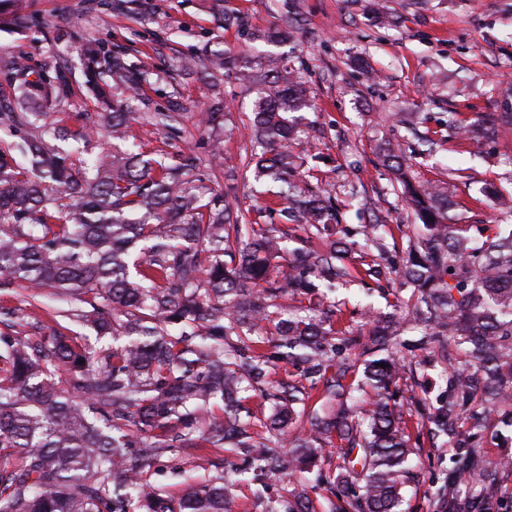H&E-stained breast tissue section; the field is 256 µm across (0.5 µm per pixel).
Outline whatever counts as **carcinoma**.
<instances>
[{
  "label": "carcinoma",
  "mask_w": 512,
  "mask_h": 512,
  "mask_svg": "<svg viewBox=\"0 0 512 512\" xmlns=\"http://www.w3.org/2000/svg\"><path fill=\"white\" fill-rule=\"evenodd\" d=\"M25 2L0 0V27H42ZM124 56L98 39L86 49L84 85L99 108L87 142H123L136 121L127 96L141 84ZM233 65L227 50L183 60L214 73ZM0 74L13 99L0 128L14 137L0 147V288L23 290L29 306L46 288L59 301L51 325L35 312L21 325L16 311L0 308V512H232L221 478L187 485L175 499L146 475L165 454L228 446L250 459L257 481L301 479L333 443L343 465L321 483L342 512H400L420 437L399 410L398 352L443 340L453 350L448 398L423 404L419 416L454 447L442 508L485 512L497 473L512 465L485 458L475 432L493 415L512 426V232L484 224L477 238L472 225L451 222L448 190L412 180L382 141L391 191L420 231L395 266L376 214L351 235L379 261L346 263L353 244L336 237L331 191L297 181L304 161L290 113L311 98L282 57L243 76L260 87L248 167L255 181L278 184L283 224L238 223L233 187L207 186L189 154L72 156L55 144L64 139L61 120L40 111L70 105L64 68L1 59ZM181 117L171 105L154 125L174 131ZM202 124L222 131L220 107ZM509 126L512 112H489L465 133L488 140ZM16 153L25 166L14 164ZM290 223L314 231L322 246L288 250ZM392 274L412 290L407 320L375 317L362 342L337 326L327 292L355 276L379 283ZM288 299L299 310H288ZM421 324L428 331L419 338H401ZM358 344L362 382L374 392L367 408L353 400L344 383L352 365L340 358ZM274 361L297 366L304 382H273ZM314 393L336 411L309 406ZM258 394L270 409L253 432L242 413ZM305 422L289 450L267 445ZM309 489L303 481L293 488L289 512H314Z\"/></svg>",
  "instance_id": "obj_1"
}]
</instances>
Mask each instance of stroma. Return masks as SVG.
<instances>
[{
    "mask_svg": "<svg viewBox=\"0 0 512 512\" xmlns=\"http://www.w3.org/2000/svg\"><path fill=\"white\" fill-rule=\"evenodd\" d=\"M393 16L390 26L378 25L370 0H136L130 12L115 14L90 9L87 0H28L29 12L43 21L40 30L0 31V58L23 57L34 68L62 65L75 96L64 117L73 136L64 147L83 149L78 134L83 115L92 111L84 87V44L107 39L126 48V60L145 82L129 106L138 120L131 132L144 151L185 152L198 156L210 186L234 184L238 205L262 208L266 223L282 218L270 208L263 187L253 179L229 181L250 151L249 117L254 88L240 81L237 69L261 54L287 59L288 66L310 88L314 110L303 113L302 138L295 151L307 160V181L332 189L341 221L355 223L344 194L354 184L369 207L389 216L388 244L402 247L403 225L413 218L389 194V174L376 154L379 141H390L419 181L446 183L448 214L462 224H498L512 229V213L496 202L512 194V127L479 145L460 129H449L443 149L428 154L407 130L401 116L418 113L420 131L436 129L456 113L462 125L488 112H512V0H383ZM239 13L243 22L223 26L220 9ZM276 26L290 27V43L275 46L260 35ZM232 52L237 68L211 79L204 71L180 68L182 59L210 50ZM366 61L367 70L353 65ZM188 104L178 129L167 135L152 125L154 112L170 102ZM222 103L230 134L224 135L221 166L210 161L211 138L200 122L202 112ZM470 168L466 182L450 181L452 168ZM341 326L365 336L372 314L388 306L372 281H354L330 296ZM408 369L402 386L413 389L415 402L404 414H417L425 400L447 396L446 351L437 345L402 351ZM421 448L402 489L404 512H439V490L451 467L448 448L433 447L421 436ZM194 449L178 457L164 456L147 475L149 482L178 493L184 481L224 476L234 512H288L292 485L270 479L265 486L249 481L243 454L211 450L212 466L198 467Z\"/></svg>",
    "mask_w": 512,
    "mask_h": 512,
    "instance_id": "35a3bbf8",
    "label": "stroma"
}]
</instances>
